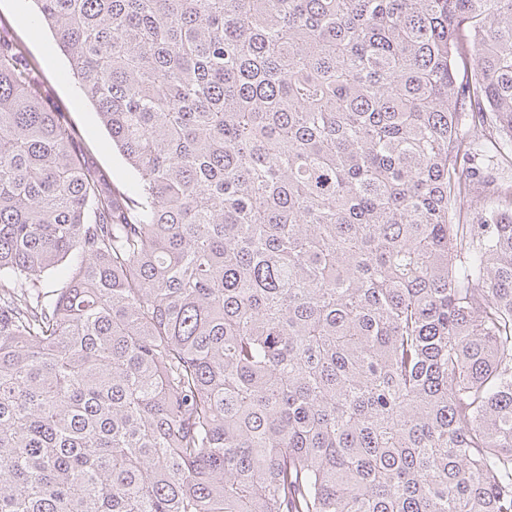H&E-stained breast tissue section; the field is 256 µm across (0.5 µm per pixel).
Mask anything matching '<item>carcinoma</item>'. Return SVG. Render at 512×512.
<instances>
[{
    "mask_svg": "<svg viewBox=\"0 0 512 512\" xmlns=\"http://www.w3.org/2000/svg\"><path fill=\"white\" fill-rule=\"evenodd\" d=\"M31 2L136 181L0 40V512H512V0ZM487 183L475 181L471 184L467 201L462 206V216L472 217L483 203L485 196L493 187L512 188V167H493L487 171Z\"/></svg>",
    "mask_w": 512,
    "mask_h": 512,
    "instance_id": "obj_1",
    "label": "carcinoma"
}]
</instances>
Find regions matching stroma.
Wrapping results in <instances>:
<instances>
[{"label":"stroma","instance_id":"stroma-1","mask_svg":"<svg viewBox=\"0 0 512 512\" xmlns=\"http://www.w3.org/2000/svg\"><path fill=\"white\" fill-rule=\"evenodd\" d=\"M0 38L23 53L44 102L53 111L64 113L90 165L107 171L114 183L133 187L132 171L113 150L93 108L78 92L65 57L50 33L33 25L29 0H0Z\"/></svg>","mask_w":512,"mask_h":512}]
</instances>
